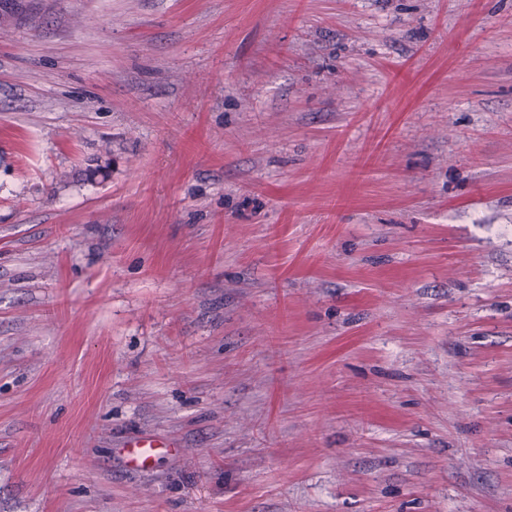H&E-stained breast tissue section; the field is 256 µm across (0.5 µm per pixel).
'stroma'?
Here are the masks:
<instances>
[{
	"label": "stroma",
	"mask_w": 512,
	"mask_h": 512,
	"mask_svg": "<svg viewBox=\"0 0 512 512\" xmlns=\"http://www.w3.org/2000/svg\"><path fill=\"white\" fill-rule=\"evenodd\" d=\"M0 512H512V0L0 11ZM163 448H176L173 443H166L143 437L128 441L123 448L126 462L132 467H145Z\"/></svg>",
	"instance_id": "stroma-1"
}]
</instances>
